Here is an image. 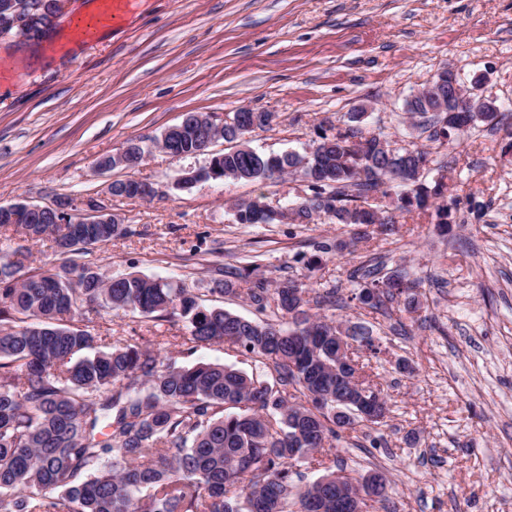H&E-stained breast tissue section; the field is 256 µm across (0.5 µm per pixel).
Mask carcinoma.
<instances>
[{"label": "carcinoma", "mask_w": 512, "mask_h": 512, "mask_svg": "<svg viewBox=\"0 0 512 512\" xmlns=\"http://www.w3.org/2000/svg\"><path fill=\"white\" fill-rule=\"evenodd\" d=\"M28 42L52 37L57 17L46 0H25ZM438 108L434 97L412 95L405 112L413 120ZM433 141L444 146L452 136L480 124H498L493 99L470 112L437 113ZM355 112L336 133L317 134V144L300 154H264L251 148L245 124L224 122L229 147L195 170L190 189L210 180L261 181L298 174L305 197L276 213L256 198L236 205L239 224H310L324 213L336 224L388 222L369 204L372 195L396 196L397 210L434 209L442 229L454 222L453 204L445 199L443 178L428 180L431 151L411 144V153L392 151V140L363 136ZM166 127L154 144H165L185 157L208 151L207 133L198 113ZM49 210L0 215V230L15 227L37 243L52 237L62 262L51 268H26L24 259L0 255V512H288L292 467L323 460L338 450L345 433L361 422H384L387 408L374 419L359 415L362 406L382 396L366 383L357 351L377 353L372 328L327 320L317 313L332 302L335 290L312 293L290 278L267 288L236 267L217 270L211 292L246 296L255 317L222 307L204 308L187 288L168 278L130 272L108 278L84 257L113 238L128 233L122 224H60ZM312 269L321 255L347 244H312ZM359 303L372 311L405 297L419 304L417 283L395 270L384 275L367 269L359 281ZM139 313L154 319L179 316L187 340L197 347L224 342L257 359L268 371L251 374L232 365L197 363L191 367L161 359L138 341L117 342L108 351L84 354L97 342L94 334L70 323L74 315L89 319L99 309ZM344 336V351L336 337ZM323 378L332 391H350L360 380L362 404L336 400L310 405V385L293 365ZM342 473L344 496L363 495L362 512L387 500L383 475L356 478L343 468L329 471L295 493L296 512H336V473Z\"/></svg>", "instance_id": "cac0c4a2"}]
</instances>
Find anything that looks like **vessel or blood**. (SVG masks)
<instances>
[{
  "label": "vessel or blood",
  "mask_w": 512,
  "mask_h": 512,
  "mask_svg": "<svg viewBox=\"0 0 512 512\" xmlns=\"http://www.w3.org/2000/svg\"><path fill=\"white\" fill-rule=\"evenodd\" d=\"M91 16L87 23L70 22L62 34L46 45L49 55H65L71 52L74 44L94 39L99 31L118 25L125 15L133 12L139 0H88Z\"/></svg>",
  "instance_id": "b4317fda"
}]
</instances>
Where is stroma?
<instances>
[{"instance_id":"1","label":"stroma","mask_w":512,"mask_h":512,"mask_svg":"<svg viewBox=\"0 0 512 512\" xmlns=\"http://www.w3.org/2000/svg\"><path fill=\"white\" fill-rule=\"evenodd\" d=\"M27 76L0 85V205H45L60 196L94 199L122 216L129 233L95 249L108 275L167 277L203 306L244 316L239 295L211 293L218 264L257 263L260 277L336 287V320L370 321L380 346L368 372L389 413L342 439L348 470L389 480L385 512H512V150L505 127H481L435 149L445 194L457 198L448 234L430 213H400L391 199L372 205L392 230L357 238L353 226L239 224L234 204L264 196L272 207L296 200L300 180L209 181L173 189L208 156L175 158L151 149L135 169L99 173L98 160L133 138L160 135L184 113L223 122L243 107L275 113L247 141L265 154L305 152L326 118L365 111L364 134L409 137L404 104L445 67L485 74L484 92L512 113V0H143L125 24L65 57L10 46ZM133 178L162 192L150 202L107 195ZM346 242L311 270L313 242ZM419 279L421 306L396 300L387 314L359 308L353 272L370 258ZM182 318L160 321L101 309L90 330L98 346L142 338L180 365L253 359L216 342L177 346Z\"/></svg>"}]
</instances>
